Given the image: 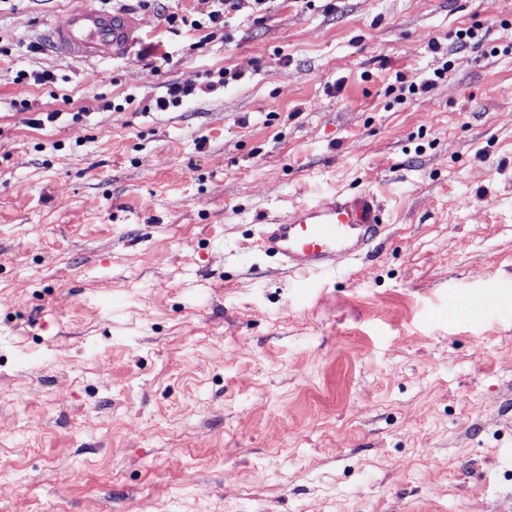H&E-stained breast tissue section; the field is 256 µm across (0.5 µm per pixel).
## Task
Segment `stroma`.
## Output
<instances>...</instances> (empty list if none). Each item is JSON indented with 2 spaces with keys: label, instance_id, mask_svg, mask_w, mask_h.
Wrapping results in <instances>:
<instances>
[{
  "label": "stroma",
  "instance_id": "obj_1",
  "mask_svg": "<svg viewBox=\"0 0 512 512\" xmlns=\"http://www.w3.org/2000/svg\"><path fill=\"white\" fill-rule=\"evenodd\" d=\"M91 3L127 54L41 50ZM212 5L0 0V512H512V0ZM336 189L385 234L299 287ZM384 227L372 193L336 190L269 216L258 248L288 272L307 276L335 268L341 256L368 251Z\"/></svg>",
  "mask_w": 512,
  "mask_h": 512
}]
</instances>
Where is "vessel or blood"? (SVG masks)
Instances as JSON below:
<instances>
[{
    "label": "vessel or blood",
    "instance_id": "1",
    "mask_svg": "<svg viewBox=\"0 0 512 512\" xmlns=\"http://www.w3.org/2000/svg\"><path fill=\"white\" fill-rule=\"evenodd\" d=\"M135 29L133 20L91 6L54 27L50 44L56 54L73 59H112L129 50ZM383 230L372 193L337 190L269 216L258 248L280 267L306 276L335 268L339 257H358Z\"/></svg>",
    "mask_w": 512,
    "mask_h": 512
}]
</instances>
